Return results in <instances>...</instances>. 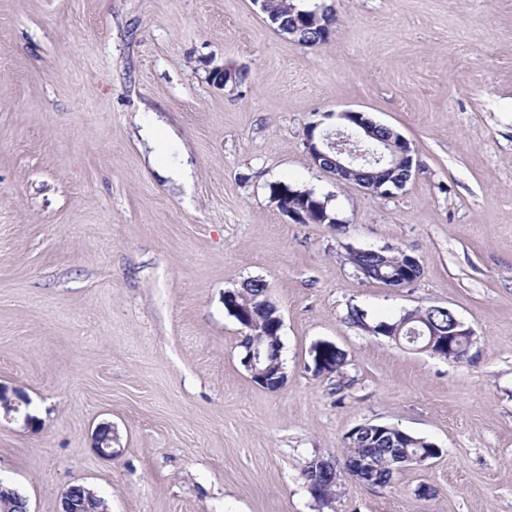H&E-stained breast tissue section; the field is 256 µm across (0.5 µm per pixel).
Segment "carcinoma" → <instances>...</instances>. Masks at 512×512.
I'll use <instances>...</instances> for the list:
<instances>
[{
  "label": "carcinoma",
  "instance_id": "obj_1",
  "mask_svg": "<svg viewBox=\"0 0 512 512\" xmlns=\"http://www.w3.org/2000/svg\"><path fill=\"white\" fill-rule=\"evenodd\" d=\"M275 7L279 16V23L288 24L300 11L309 9L308 0H276ZM270 195H278L288 199L294 205L303 204L308 207L309 223L315 224L320 220L323 212L321 204L324 200L312 195L308 198L302 195V190L296 189L289 184L277 182L270 185ZM351 264L362 268L364 276L382 283L393 275L412 282L420 277L421 269L419 264H410L409 255L403 252H389L386 250L375 252H357L349 254ZM267 284L262 279H251L234 290L235 298L231 303L239 302L250 306L255 318V327L246 329L241 341V347L245 348L256 344L266 349L271 356H276L280 351V340L275 335V308L262 303ZM451 327V319L448 312L442 309L413 310L401 315L398 319L387 322L381 321L375 325L367 326L368 331L375 335L385 336L392 341H399L403 344L419 349L426 347L428 352L446 358L448 349L439 342L431 341V332L442 336L448 334ZM467 353L461 352L450 357L456 362L465 359ZM350 443L347 448L346 457L351 458L359 453L369 452L377 456L379 468L374 472L371 484L386 486L390 483L393 472L390 469V461L397 453H403L412 458L425 454L437 455L441 449L435 444L421 437L408 435L402 437V430L397 427H390V430L383 433L373 428L372 424H364L349 436Z\"/></svg>",
  "mask_w": 512,
  "mask_h": 512
}]
</instances>
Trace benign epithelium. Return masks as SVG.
<instances>
[{"instance_id": "7a95c632", "label": "benign epithelium", "mask_w": 512, "mask_h": 512, "mask_svg": "<svg viewBox=\"0 0 512 512\" xmlns=\"http://www.w3.org/2000/svg\"><path fill=\"white\" fill-rule=\"evenodd\" d=\"M344 129L324 130L320 137L305 136V145L312 166L330 175L336 183L342 176L356 174V170L368 168L366 178L359 187L379 196L388 197L403 189L408 180L393 179V172L399 168L412 174L414 156L408 141L392 128L379 124L362 112L345 111L337 115ZM473 331L460 320H455V331L440 341L454 354L462 348H470ZM336 348L330 342H318L310 351L314 372L328 373L324 352ZM242 363L251 378L261 383L285 380L284 363L280 360L268 361L258 347H250L242 357ZM29 404L28 399L17 390H9L0 384V412L6 416L17 414ZM93 448L103 456L114 455L112 442L116 440L112 425H99L92 435ZM378 460L372 454H363L347 460L343 467L354 476L365 479L377 470ZM58 512H108L104 499L91 489L71 486L60 500Z\"/></svg>"}]
</instances>
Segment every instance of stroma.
<instances>
[{
  "label": "stroma",
  "mask_w": 512,
  "mask_h": 512,
  "mask_svg": "<svg viewBox=\"0 0 512 512\" xmlns=\"http://www.w3.org/2000/svg\"><path fill=\"white\" fill-rule=\"evenodd\" d=\"M326 2L333 38L302 47L252 0H0V384L37 421L0 419V481L31 512L75 484L110 512H512V0ZM219 64L246 82L214 87ZM344 111L409 142L403 190L311 166L305 126ZM276 182L332 194L337 225L289 223ZM366 249L421 275L366 278ZM258 278L274 391L224 309ZM430 306L472 328L463 362L368 330ZM320 341L341 373H314ZM367 423L441 453L316 501L304 470ZM336 349V351H332L329 353V356L332 360L331 365L333 369L336 366V372H340L342 368L345 366L347 361L346 353L338 348L335 344L330 342H317L314 344L310 351V356L313 363L314 372L317 374H328V369L326 362L324 360V352L326 350ZM242 363L249 371L254 382L268 383L269 381L280 380L282 384L284 383V363L273 359L267 361L264 353L258 347L248 348L242 357ZM92 440L93 448L99 455L107 458L114 455L112 442L116 440V437L112 431V424H100L93 432Z\"/></svg>",
  "instance_id": "1"
}]
</instances>
